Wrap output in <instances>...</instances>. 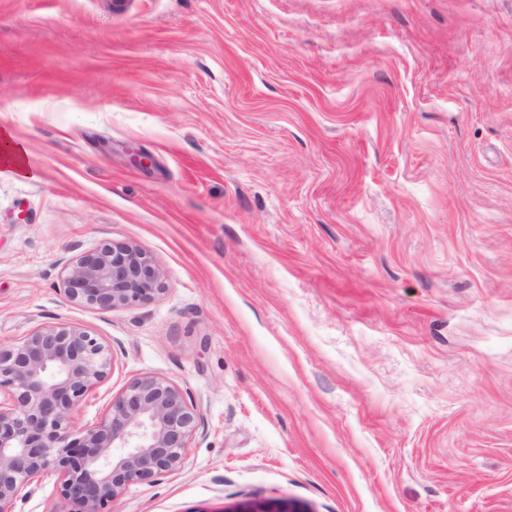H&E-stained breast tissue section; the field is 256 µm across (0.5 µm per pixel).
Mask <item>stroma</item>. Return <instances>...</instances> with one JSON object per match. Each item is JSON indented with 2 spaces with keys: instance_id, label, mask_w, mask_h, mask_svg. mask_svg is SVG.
<instances>
[{
  "instance_id": "stroma-1",
  "label": "stroma",
  "mask_w": 512,
  "mask_h": 512,
  "mask_svg": "<svg viewBox=\"0 0 512 512\" xmlns=\"http://www.w3.org/2000/svg\"><path fill=\"white\" fill-rule=\"evenodd\" d=\"M0 344L85 327L202 417L112 512H512V0H0ZM140 245L100 312L61 263ZM56 477L14 512H57ZM164 272L132 242L108 241L63 262V294L73 304L109 312L147 304L165 290Z\"/></svg>"
}]
</instances>
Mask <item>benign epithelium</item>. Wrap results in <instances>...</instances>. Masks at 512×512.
I'll use <instances>...</instances> for the list:
<instances>
[{
	"label": "benign epithelium",
	"mask_w": 512,
	"mask_h": 512,
	"mask_svg": "<svg viewBox=\"0 0 512 512\" xmlns=\"http://www.w3.org/2000/svg\"><path fill=\"white\" fill-rule=\"evenodd\" d=\"M164 272L132 242L108 241L63 262L66 299L109 312L164 292ZM113 367L112 347L82 326L54 322L0 345V512L20 492L57 476L60 512H112L137 484L181 470L200 426L188 393L154 375L132 379L95 423L77 426L76 407Z\"/></svg>",
	"instance_id": "7a95c632"
}]
</instances>
